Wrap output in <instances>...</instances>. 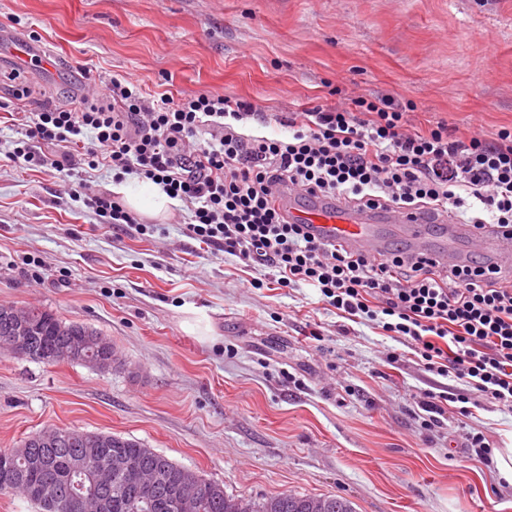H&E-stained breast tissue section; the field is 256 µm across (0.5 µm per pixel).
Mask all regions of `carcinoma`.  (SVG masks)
<instances>
[{"label": "carcinoma", "mask_w": 512, "mask_h": 512, "mask_svg": "<svg viewBox=\"0 0 512 512\" xmlns=\"http://www.w3.org/2000/svg\"><path fill=\"white\" fill-rule=\"evenodd\" d=\"M26 336L30 339L27 359L43 362V358L58 354L83 336H97L99 332L75 322H65L55 314L33 307L26 309ZM68 441L47 446L28 436L30 446L23 457L15 458L9 449H0V471L7 472L13 480V491L28 497L27 484L42 476L53 474L64 481L68 461L80 450V440L101 442L107 458L119 457L134 461L139 468L164 473L167 481L183 483L196 489V512H354L349 502L337 496H301L281 493L263 501H253L224 493L218 482L197 475L176 464L167 456L146 450L136 441L106 432H87L65 429ZM112 512H178L175 502L165 491L157 488L129 487L112 494Z\"/></svg>", "instance_id": "cac0c4a2"}]
</instances>
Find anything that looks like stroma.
Listing matches in <instances>:
<instances>
[{"mask_svg":"<svg viewBox=\"0 0 512 512\" xmlns=\"http://www.w3.org/2000/svg\"><path fill=\"white\" fill-rule=\"evenodd\" d=\"M0 30L48 49L50 68L0 55V105L68 108L113 77L182 98L259 105L245 133L369 94L411 103L414 126L454 138L512 130V0H0ZM0 305L37 306L110 338L100 372L0 354V448L46 427L109 432L227 494L336 495L354 512H512V486L471 456L481 431L512 444V408L479 402L428 430L426 391H458L374 321L316 288L183 233V203L141 235L97 223L53 171L2 154ZM39 264L41 282L27 272Z\"/></svg>","mask_w":512,"mask_h":512,"instance_id":"35a3bbf8","label":"stroma"}]
</instances>
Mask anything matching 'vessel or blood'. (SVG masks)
<instances>
[{
	"instance_id": "b4317fda",
	"label": "vessel or blood",
	"mask_w": 512,
	"mask_h": 512,
	"mask_svg": "<svg viewBox=\"0 0 512 512\" xmlns=\"http://www.w3.org/2000/svg\"><path fill=\"white\" fill-rule=\"evenodd\" d=\"M288 220L308 225L318 240L350 251L378 256L391 245L390 227H397L409 253H427L437 263H461L460 242L488 256L503 277L512 281V236L500 229L477 228L451 216L425 209L360 210L338 200L289 197Z\"/></svg>"
}]
</instances>
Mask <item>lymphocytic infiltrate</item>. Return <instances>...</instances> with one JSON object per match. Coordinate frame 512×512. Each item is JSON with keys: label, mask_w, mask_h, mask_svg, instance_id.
Returning a JSON list of instances; mask_svg holds the SVG:
<instances>
[{"label": "lymphocytic infiltrate", "mask_w": 512, "mask_h": 512, "mask_svg": "<svg viewBox=\"0 0 512 512\" xmlns=\"http://www.w3.org/2000/svg\"><path fill=\"white\" fill-rule=\"evenodd\" d=\"M258 115L253 103L209 91L151 98L138 82L113 78L73 108L25 113L8 158L75 180L74 200L100 223L143 235L152 225L93 188L85 172L105 165L113 179L134 174L162 185L191 213L186 236L276 271L281 286H314L349 316L379 321L414 347L426 372L467 384L463 393H425L427 427L441 426L449 402L467 415L474 395L512 407L511 282L477 262L350 252L316 240L273 203L296 191L357 209L454 214L467 206L471 224L512 229V131L466 141L442 123L421 131L388 94L293 114L285 140L242 133Z\"/></svg>", "instance_id": "obj_1"}]
</instances>
